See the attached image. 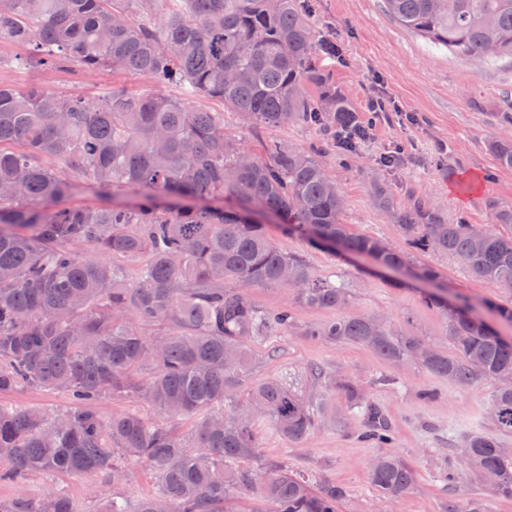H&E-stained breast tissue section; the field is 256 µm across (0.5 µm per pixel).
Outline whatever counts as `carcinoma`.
<instances>
[{"label": "carcinoma", "mask_w": 512, "mask_h": 512, "mask_svg": "<svg viewBox=\"0 0 512 512\" xmlns=\"http://www.w3.org/2000/svg\"><path fill=\"white\" fill-rule=\"evenodd\" d=\"M0 0V38L32 46L24 65L107 67L182 86L184 97L145 98L112 89L90 102L39 83L0 84V394L38 388L69 405L49 416L0 404V482L44 477L30 496L0 499V512H80L57 488V475L89 476L112 488L100 512H241L237 497L256 494L250 512H338L341 487L270 464L258 454L255 422L290 442L320 422L363 419L360 438L381 448L368 470L379 495L396 500L416 474L394 451L395 429L346 374L309 370L313 393L278 378L250 379L255 348L298 329L293 303L338 311L303 335L353 343L394 362L415 361L462 389L493 387L492 430L473 431L457 449L465 468L489 474L490 489L512 497V336L474 314L466 298L448 307L440 286L427 302L448 318L451 351L399 333L383 318L345 313L343 279L316 274L299 253L281 251L260 210L316 247L365 256L389 269L417 254L457 261L475 280L512 286V207L493 206L507 231L450 224L414 199L399 213L410 251L392 249L342 223L344 200L314 152L277 140L259 156L224 134V113L193 109L210 97L252 125L343 132L346 151L365 131L350 100L317 62L309 0ZM406 29L467 57L512 58V0H385ZM497 164L512 169V137L488 141ZM81 181L97 195L131 190L137 201L98 208L62 206ZM375 206L396 208L379 187ZM87 246L93 255L78 248ZM146 256L129 282L118 258ZM280 287L293 302L267 310L258 288ZM342 395L338 414L330 399ZM137 396L189 436L135 410L108 417L107 398ZM148 467L156 490L134 501L123 492L128 462Z\"/></svg>", "instance_id": "1"}]
</instances>
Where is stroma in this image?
I'll use <instances>...</instances> for the list:
<instances>
[{
    "label": "stroma",
    "mask_w": 512,
    "mask_h": 512,
    "mask_svg": "<svg viewBox=\"0 0 512 512\" xmlns=\"http://www.w3.org/2000/svg\"><path fill=\"white\" fill-rule=\"evenodd\" d=\"M311 22L320 41L338 47L337 54H317L330 81L347 93L361 122L375 124L355 153L345 155L316 128L287 125L270 130L249 125L218 100L194 97L190 106L223 113L225 134L257 152L270 139L295 148L317 145L320 161L343 191V221L350 231L377 237L399 250H407L408 244L395 216L375 206V185H386L402 210L410 206L413 195H428L451 224L461 218L492 224L493 200L512 207V169L499 167L485 147L489 137L503 131L500 114L505 100H512V61L485 63L435 47L391 19L381 0H312ZM27 54V47L0 38V83L20 89L39 83L91 100L115 87L143 96L183 94L178 85L162 88L147 76L119 68L87 75L74 68L19 67L18 59ZM377 91L394 98L398 112L372 119L367 104ZM392 154L398 156V164L382 166L381 158ZM266 229L280 249L304 254L319 274H341L351 290L350 312L383 314L400 332L449 349L446 316L426 303L425 282L404 281L401 272L375 267L362 256L312 247L302 238L284 235L278 222L268 223ZM416 262L436 270L449 298L469 299L487 320L495 318L489 304L512 302V291L472 279L452 258L423 254ZM314 365L351 374L369 400L388 415L397 450L417 473L415 486L392 503L381 497L367 479L376 448L339 426H318L308 439L293 443L258 424L263 461L283 462L291 470L341 486L345 496L339 512H446L449 504L462 507L472 498L482 499L486 512H512V498L476 486L455 490L442 479L444 471L461 466V439L471 431L490 429L491 385L462 389L416 364H394L358 345L328 344L297 333L263 345L252 376L303 385ZM382 377L388 378V385H379ZM425 389L436 390V397L423 398ZM62 487L79 512H96L110 494L109 488L86 476L66 478Z\"/></svg>",
    "instance_id": "35a3bbf8"
}]
</instances>
